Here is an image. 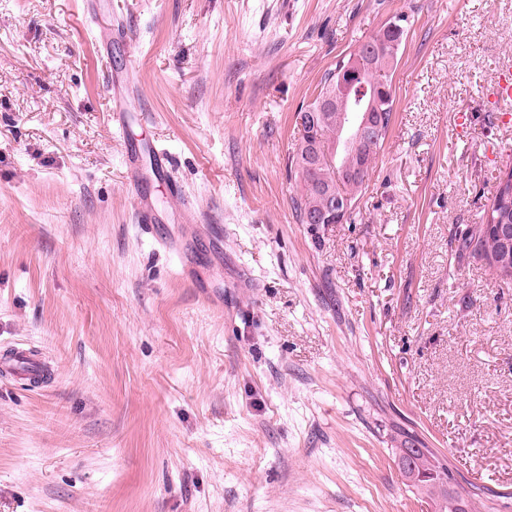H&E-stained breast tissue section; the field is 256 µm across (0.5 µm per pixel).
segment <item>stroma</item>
<instances>
[{
	"instance_id": "35a3bbf8",
	"label": "stroma",
	"mask_w": 512,
	"mask_h": 512,
	"mask_svg": "<svg viewBox=\"0 0 512 512\" xmlns=\"http://www.w3.org/2000/svg\"><path fill=\"white\" fill-rule=\"evenodd\" d=\"M88 3L0 0V355L50 372L0 378V512H435L399 448L512 512V280L450 249L512 167V0ZM396 15L360 212L299 223L295 114Z\"/></svg>"
}]
</instances>
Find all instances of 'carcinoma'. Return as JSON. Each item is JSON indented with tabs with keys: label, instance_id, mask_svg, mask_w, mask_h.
I'll use <instances>...</instances> for the list:
<instances>
[{
	"label": "carcinoma",
	"instance_id": "carcinoma-1",
	"mask_svg": "<svg viewBox=\"0 0 512 512\" xmlns=\"http://www.w3.org/2000/svg\"><path fill=\"white\" fill-rule=\"evenodd\" d=\"M390 23L398 27V32L385 29L384 37H372L359 44L353 53H359L362 47L371 48L374 55L375 67L365 68V77L372 81L375 79L376 71L389 68L396 70L398 56L392 54L390 42L407 35L406 19L396 17ZM347 57L336 61L333 68L329 69L321 79L315 97L308 103L303 104L297 111L302 114L311 109L317 108L319 100L329 91V88L336 85L339 80L341 63ZM395 96H390L388 110L385 112V122L382 127V134L376 138H369L363 141L355 154H346L343 163L349 165L366 164L374 159L383 149L384 143L394 123ZM337 118L330 113H323L310 127L312 138L317 142H326L335 137ZM306 150L301 144H295L291 156H289V169L291 176L300 185V193L291 198L293 209L300 223H305V214L311 210L317 211L324 204L328 195L333 193L349 203L347 219H353L359 208L362 190L365 181L343 180L339 176V168L333 161L321 164H313L305 156ZM489 208H484L481 215V223L474 224L467 230L462 231L451 239L455 245V259H473L483 261L496 255L500 248L498 238L486 231L484 225L489 223ZM397 465L404 478L420 493L429 498L436 507V512H470L469 499L460 492L451 488L454 480L453 473L448 465L443 463L432 451L427 448L399 449Z\"/></svg>",
	"mask_w": 512,
	"mask_h": 512
}]
</instances>
